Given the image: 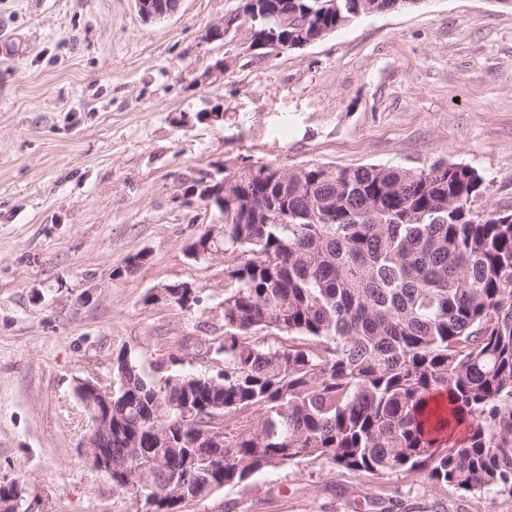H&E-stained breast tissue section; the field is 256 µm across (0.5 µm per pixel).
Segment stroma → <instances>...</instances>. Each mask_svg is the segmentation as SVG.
Returning <instances> with one entry per match:
<instances>
[{
    "label": "stroma",
    "mask_w": 512,
    "mask_h": 512,
    "mask_svg": "<svg viewBox=\"0 0 512 512\" xmlns=\"http://www.w3.org/2000/svg\"><path fill=\"white\" fill-rule=\"evenodd\" d=\"M240 0H179L144 22L135 0H0V482L32 512H136L94 470L76 388L212 373L233 255L187 247L223 216L186 203L201 173L271 162L429 169L485 178L474 207L512 212V8L415 0L302 48L247 52L208 27ZM217 80L201 74L219 58ZM218 122L205 120L213 107ZM186 282L184 309L163 293ZM184 512H512V495L383 477L318 459L261 471Z\"/></svg>",
    "instance_id": "1"
}]
</instances>
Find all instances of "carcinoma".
<instances>
[{
    "instance_id": "1",
    "label": "carcinoma",
    "mask_w": 512,
    "mask_h": 512,
    "mask_svg": "<svg viewBox=\"0 0 512 512\" xmlns=\"http://www.w3.org/2000/svg\"><path fill=\"white\" fill-rule=\"evenodd\" d=\"M254 37H326L396 0H264ZM224 336L215 374L150 384L117 356L112 482L167 493L182 512L268 468L324 459L382 476L425 469L437 486L512 495V215L479 218L485 178L467 164L412 171L312 164L283 184L226 172ZM286 336L288 345L265 342ZM448 396L441 412L430 398ZM195 413L184 420V407ZM224 436L189 442L211 414ZM468 435L443 445L452 418ZM193 464L184 467V454Z\"/></svg>"
}]
</instances>
